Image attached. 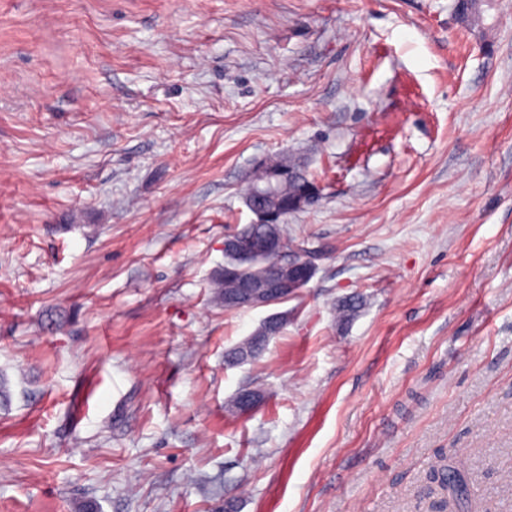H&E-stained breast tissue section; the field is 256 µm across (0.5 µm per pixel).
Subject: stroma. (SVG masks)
I'll return each mask as SVG.
<instances>
[{"instance_id":"35a3bbf8","label":"stroma","mask_w":512,"mask_h":512,"mask_svg":"<svg viewBox=\"0 0 512 512\" xmlns=\"http://www.w3.org/2000/svg\"><path fill=\"white\" fill-rule=\"evenodd\" d=\"M277 154L318 269L230 366ZM1 379L0 512H512V0H0ZM269 182L270 169L264 162L254 168L251 171V174L246 178L245 187L243 189V200L250 211L252 210V205L255 202V192L266 188ZM286 320L287 317L283 313L270 314L251 332L250 337L259 343H263L266 347L277 336V332ZM285 326H282L280 332H282Z\"/></svg>"}]
</instances>
